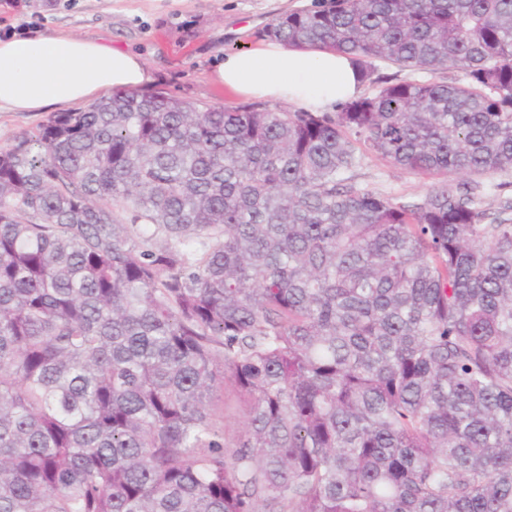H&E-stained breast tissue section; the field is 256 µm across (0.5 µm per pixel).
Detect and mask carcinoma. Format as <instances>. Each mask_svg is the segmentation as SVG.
<instances>
[{
	"instance_id": "1",
	"label": "carcinoma",
	"mask_w": 512,
	"mask_h": 512,
	"mask_svg": "<svg viewBox=\"0 0 512 512\" xmlns=\"http://www.w3.org/2000/svg\"><path fill=\"white\" fill-rule=\"evenodd\" d=\"M264 36L376 92L125 91L0 148V512H512V219L474 180L512 172V0H316ZM359 144L445 179L374 192ZM216 404L218 413L224 417L226 438L232 441L241 433L243 428V401L231 387H226Z\"/></svg>"
}]
</instances>
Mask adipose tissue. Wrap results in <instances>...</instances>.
Instances as JSON below:
<instances>
[{
	"label": "adipose tissue",
	"instance_id": "1",
	"mask_svg": "<svg viewBox=\"0 0 512 512\" xmlns=\"http://www.w3.org/2000/svg\"><path fill=\"white\" fill-rule=\"evenodd\" d=\"M210 79L217 87L272 102L334 110L363 94L350 56L297 49L265 40L225 53ZM153 77L142 57L97 40L64 34L0 39V112H39L95 102L114 91L147 87Z\"/></svg>",
	"mask_w": 512,
	"mask_h": 512
}]
</instances>
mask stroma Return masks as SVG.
I'll return each instance as SVG.
<instances>
[{
  "label": "stroma",
  "instance_id": "obj_1",
  "mask_svg": "<svg viewBox=\"0 0 512 512\" xmlns=\"http://www.w3.org/2000/svg\"><path fill=\"white\" fill-rule=\"evenodd\" d=\"M313 0H0V38L15 33L70 34L107 40L140 54L154 81L149 93L234 109L248 97L212 86L225 52L255 46L277 16ZM355 175L369 188L407 198L425 194L431 177L363 152Z\"/></svg>",
  "mask_w": 512,
  "mask_h": 512
}]
</instances>
